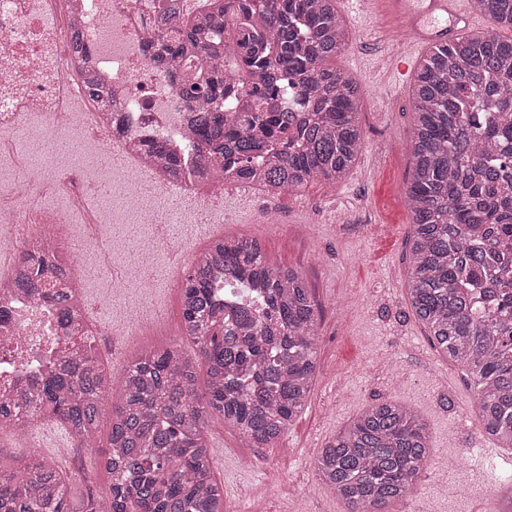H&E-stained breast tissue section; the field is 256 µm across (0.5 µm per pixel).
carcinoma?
Instances as JSON below:
<instances>
[{"instance_id":"carcinoma-1","label":"carcinoma","mask_w":512,"mask_h":512,"mask_svg":"<svg viewBox=\"0 0 512 512\" xmlns=\"http://www.w3.org/2000/svg\"><path fill=\"white\" fill-rule=\"evenodd\" d=\"M212 10L173 30L157 54H200L224 41V16L239 24L224 50L236 75L215 60L184 97L197 103L195 125L206 144L197 176L247 180L278 191L321 179L341 180L362 152L361 90L331 65L343 49L336 0H210ZM492 28L438 47L416 73L413 167L407 189L412 234L406 241L410 307L431 345L475 385L485 432L512 446V281L494 275L512 254V0H474ZM286 72L310 107L305 120L278 108L285 88L269 79ZM254 105L242 119L225 105L241 92ZM146 159L171 176L182 162L157 145ZM26 287L57 277L50 257H26ZM254 291L249 303L220 300L215 280ZM183 335L206 364L198 387L196 360L182 348L150 346L126 367L119 390L92 353L45 379L22 402L48 411L76 445L97 442L105 413L111 431L103 461L110 484L71 501L74 478L32 452L0 468V512H224L207 443L219 417L257 448L270 445L299 415L317 372L321 316L301 275L272 266L260 243L226 236L211 243L185 272ZM59 313L76 321L69 296ZM426 425L395 401L369 406L334 435L315 459L316 472L349 512H390L415 489L427 464Z\"/></svg>"}]
</instances>
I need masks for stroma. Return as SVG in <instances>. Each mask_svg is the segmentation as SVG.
Returning <instances> with one entry per match:
<instances>
[{
    "label": "stroma",
    "instance_id": "stroma-1",
    "mask_svg": "<svg viewBox=\"0 0 512 512\" xmlns=\"http://www.w3.org/2000/svg\"><path fill=\"white\" fill-rule=\"evenodd\" d=\"M337 67L361 87L364 147L336 184L317 180L300 193L252 190L249 198L213 206L206 222L223 234L257 239L277 267L302 275L322 316L317 327V375L307 407L267 448H257L229 424L211 420L209 448L227 508L241 512H347L327 494L314 469L319 448L368 406L395 400L427 425L431 458L411 499L416 512H480L498 481L504 458L472 450L476 433L473 384L431 347L408 303L405 242L411 234L406 190L412 172V88L397 86L381 68L380 46L406 42L398 25L359 10L346 12ZM276 225L260 220L261 212ZM89 275L85 299L107 323L119 300L102 301L98 258L80 257ZM163 319L149 337H124L112 354V381L144 341L184 344L182 292L161 291ZM471 455H463V448Z\"/></svg>",
    "mask_w": 512,
    "mask_h": 512
}]
</instances>
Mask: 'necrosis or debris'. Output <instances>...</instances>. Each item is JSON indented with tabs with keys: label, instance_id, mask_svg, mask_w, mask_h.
<instances>
[{
	"label": "necrosis or debris",
	"instance_id": "4bbe7bcc",
	"mask_svg": "<svg viewBox=\"0 0 512 512\" xmlns=\"http://www.w3.org/2000/svg\"><path fill=\"white\" fill-rule=\"evenodd\" d=\"M199 12L191 0H0V131L12 136L11 153L0 151V402L19 399L45 370L84 352L77 328L58 316L53 300L24 288L23 255L33 244L49 246L68 283L75 270L63 247L69 227L84 226L83 252L104 247L103 218L79 189L95 184V164H84L82 181H74L71 163L40 162L48 141L63 134L77 146L91 138L119 163L112 188L121 199L112 218L145 225L146 264L168 258L174 275L196 252L190 239L161 234L159 225L185 223L189 193L239 189V182L194 173L195 105L179 84L200 59L182 57L171 67L152 60L167 20ZM96 84L109 89L111 108L91 94ZM150 143L183 157L181 177L141 164ZM16 155L33 162L23 183L10 171Z\"/></svg>",
	"mask_w": 512,
	"mask_h": 512
}]
</instances>
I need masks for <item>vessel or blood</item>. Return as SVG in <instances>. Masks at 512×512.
I'll return each mask as SVG.
<instances>
[{
	"label": "vessel or blood",
	"instance_id": "vessel-or-blood-1",
	"mask_svg": "<svg viewBox=\"0 0 512 512\" xmlns=\"http://www.w3.org/2000/svg\"><path fill=\"white\" fill-rule=\"evenodd\" d=\"M358 6L395 20L410 34L403 51L386 60L388 70L408 81L423 56L478 25L471 0H358Z\"/></svg>",
	"mask_w": 512,
	"mask_h": 512
}]
</instances>
